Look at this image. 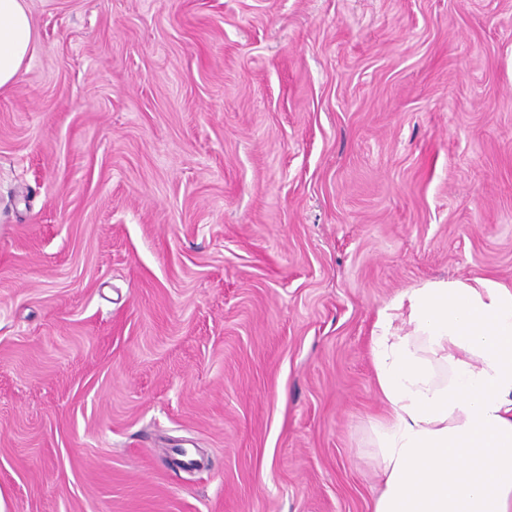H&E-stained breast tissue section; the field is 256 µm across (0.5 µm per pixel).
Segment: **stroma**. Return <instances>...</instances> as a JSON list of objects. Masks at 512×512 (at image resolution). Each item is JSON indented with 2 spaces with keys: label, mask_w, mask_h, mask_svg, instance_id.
<instances>
[{
  "label": "stroma",
  "mask_w": 512,
  "mask_h": 512,
  "mask_svg": "<svg viewBox=\"0 0 512 512\" xmlns=\"http://www.w3.org/2000/svg\"><path fill=\"white\" fill-rule=\"evenodd\" d=\"M27 4L0 512H372L378 311L512 286V0Z\"/></svg>",
  "instance_id": "35a3bbf8"
}]
</instances>
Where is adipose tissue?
I'll use <instances>...</instances> for the list:
<instances>
[{
	"instance_id": "1",
	"label": "adipose tissue",
	"mask_w": 512,
	"mask_h": 512,
	"mask_svg": "<svg viewBox=\"0 0 512 512\" xmlns=\"http://www.w3.org/2000/svg\"><path fill=\"white\" fill-rule=\"evenodd\" d=\"M36 43L26 0H0V92ZM371 356L388 408L373 512H512V287L471 276L412 289L379 311Z\"/></svg>"
}]
</instances>
